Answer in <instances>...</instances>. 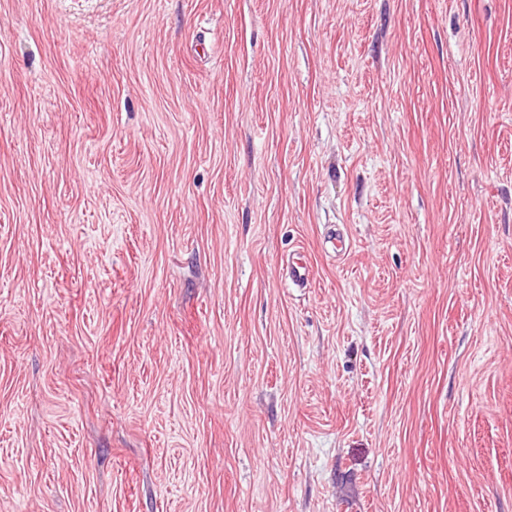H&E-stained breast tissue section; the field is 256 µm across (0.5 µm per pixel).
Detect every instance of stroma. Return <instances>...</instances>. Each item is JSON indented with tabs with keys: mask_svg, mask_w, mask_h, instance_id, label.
I'll return each instance as SVG.
<instances>
[{
	"mask_svg": "<svg viewBox=\"0 0 512 512\" xmlns=\"http://www.w3.org/2000/svg\"><path fill=\"white\" fill-rule=\"evenodd\" d=\"M0 512H512V0H0ZM311 278V268L304 254L298 250L288 255V279L295 288H305Z\"/></svg>",
	"mask_w": 512,
	"mask_h": 512,
	"instance_id": "1",
	"label": "stroma"
}]
</instances>
